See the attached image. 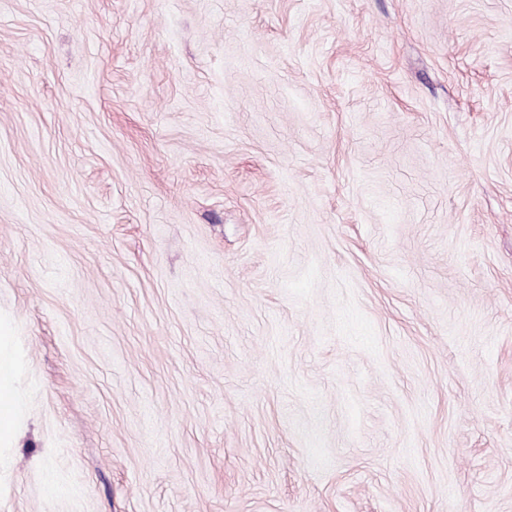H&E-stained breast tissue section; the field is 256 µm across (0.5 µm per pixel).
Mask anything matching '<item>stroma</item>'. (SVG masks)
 Wrapping results in <instances>:
<instances>
[{
  "label": "stroma",
  "mask_w": 512,
  "mask_h": 512,
  "mask_svg": "<svg viewBox=\"0 0 512 512\" xmlns=\"http://www.w3.org/2000/svg\"><path fill=\"white\" fill-rule=\"evenodd\" d=\"M0 512H512V0H0ZM18 362L11 348V336L0 327V447H10L26 403L15 385Z\"/></svg>",
  "instance_id": "obj_1"
}]
</instances>
